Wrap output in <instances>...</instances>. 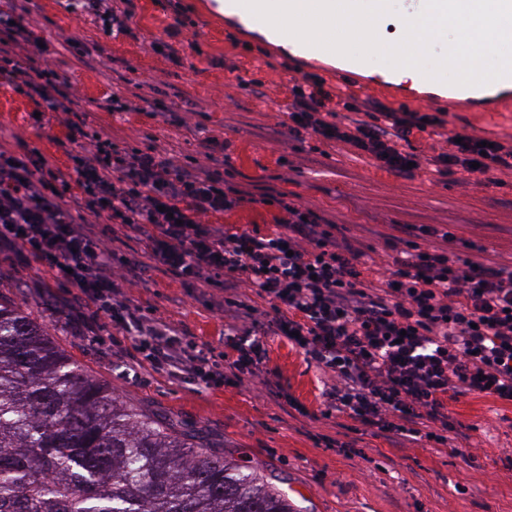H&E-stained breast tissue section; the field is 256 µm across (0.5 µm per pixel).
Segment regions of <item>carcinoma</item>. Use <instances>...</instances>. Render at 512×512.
<instances>
[{
  "label": "carcinoma",
  "instance_id": "carcinoma-1",
  "mask_svg": "<svg viewBox=\"0 0 512 512\" xmlns=\"http://www.w3.org/2000/svg\"><path fill=\"white\" fill-rule=\"evenodd\" d=\"M0 512H293L253 469L138 412L0 298Z\"/></svg>",
  "mask_w": 512,
  "mask_h": 512
}]
</instances>
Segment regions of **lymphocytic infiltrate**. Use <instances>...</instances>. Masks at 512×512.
Listing matches in <instances>:
<instances>
[{
	"instance_id": "f902f5d3",
	"label": "lymphocytic infiltrate",
	"mask_w": 512,
	"mask_h": 512,
	"mask_svg": "<svg viewBox=\"0 0 512 512\" xmlns=\"http://www.w3.org/2000/svg\"><path fill=\"white\" fill-rule=\"evenodd\" d=\"M32 0L0 9V86L35 105L33 125L64 127L60 170L35 144L9 149L0 129V245L54 280L77 288L136 343L143 360L177 379L211 386L232 373L260 376L268 337L289 340L329 384L325 416L340 415L376 436L447 444L463 424L453 403L476 395L512 404V271L454 252L455 238L429 225L404 224L388 238L397 269L365 262L357 240L287 194L246 197L203 164L88 132L80 99L54 68H34L42 40L30 19ZM107 35H131L133 0H66ZM289 135L344 146L354 157L398 175L481 176L499 185L512 172V135L481 149V136L449 129L441 112L396 110L373 101L343 109L346 95L319 76L295 80ZM415 140L427 148L414 150ZM257 204L274 229L235 232L215 216ZM140 232L141 254L115 264L94 221ZM161 271L210 284L234 276L255 298L224 300L223 359L186 340L166 322L131 309L115 286L119 270Z\"/></svg>"
}]
</instances>
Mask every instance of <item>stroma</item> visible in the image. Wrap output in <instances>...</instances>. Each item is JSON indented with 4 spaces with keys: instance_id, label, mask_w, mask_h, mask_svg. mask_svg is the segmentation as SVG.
<instances>
[{
    "instance_id": "obj_1",
    "label": "stroma",
    "mask_w": 512,
    "mask_h": 512,
    "mask_svg": "<svg viewBox=\"0 0 512 512\" xmlns=\"http://www.w3.org/2000/svg\"><path fill=\"white\" fill-rule=\"evenodd\" d=\"M35 2L37 26L74 42L53 59L81 97L88 127L123 144L168 151L182 163L201 159L193 130L205 128L224 142L218 167L224 178L256 196L287 194L342 233L359 236L368 255L380 262L392 260L382 235L394 224H446L458 237L484 246L487 259L512 262V174L491 187L462 183L457 174L432 183L395 176L314 138L290 137L279 124L289 90L303 74H322L321 63L301 65L279 55L258 32L227 22L214 0H183L193 23L176 38L182 57L177 64L150 49L173 22L153 0H134V34L118 39L59 0ZM87 51L96 57L95 67L80 62ZM242 78L258 81L262 97L241 89ZM112 94L147 99L150 107L108 112L104 104ZM33 108L27 98L0 86V126L12 129L19 142L38 144L54 166L65 167L63 150L28 122ZM447 119L452 130L512 133V112L487 117L452 112ZM116 286L131 308L207 344L213 355L223 354L224 320L204 304L199 284L154 271L117 279ZM0 297L45 326L126 404L249 465L287 495L294 512H512V404L478 397L454 404L457 418L470 428L471 445L462 451L433 444L399 447L371 432L347 429L345 417H323L319 370L279 339H269L263 363L284 395L278 403L230 376L202 391L160 369L124 378L119 364L139 359L133 341L98 314L94 303L4 249Z\"/></svg>"
}]
</instances>
